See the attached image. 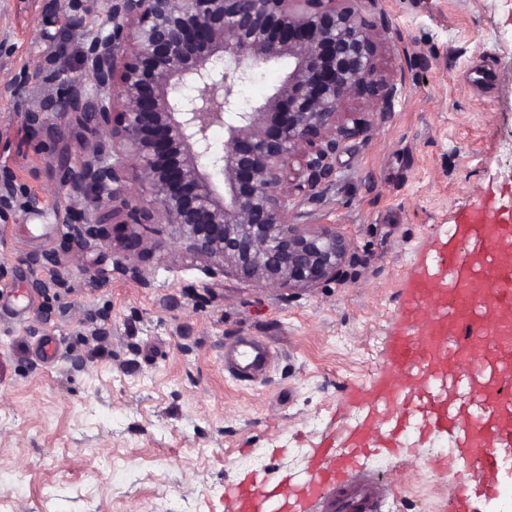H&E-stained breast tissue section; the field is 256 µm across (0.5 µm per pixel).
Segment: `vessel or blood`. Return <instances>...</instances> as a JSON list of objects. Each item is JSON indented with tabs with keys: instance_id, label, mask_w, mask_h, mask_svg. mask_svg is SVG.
Here are the masks:
<instances>
[{
	"instance_id": "1",
	"label": "vessel or blood",
	"mask_w": 512,
	"mask_h": 512,
	"mask_svg": "<svg viewBox=\"0 0 512 512\" xmlns=\"http://www.w3.org/2000/svg\"><path fill=\"white\" fill-rule=\"evenodd\" d=\"M399 319L389 368L369 396L385 433L355 429L340 447L321 440L301 487L285 478L262 489L235 485L233 512H268L298 496L319 512H383L389 484L356 462L421 426L448 434L434 462L457 464L446 512H479L478 495L500 492L501 474L512 469V217L491 206L461 215L430 271L411 282ZM228 352L224 369L243 383L263 377L272 357L270 344L245 335Z\"/></svg>"
}]
</instances>
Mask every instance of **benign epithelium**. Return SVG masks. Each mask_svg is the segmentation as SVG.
<instances>
[{
  "label": "benign epithelium",
  "instance_id": "obj_1",
  "mask_svg": "<svg viewBox=\"0 0 512 512\" xmlns=\"http://www.w3.org/2000/svg\"><path fill=\"white\" fill-rule=\"evenodd\" d=\"M100 2L110 26L84 35L93 90L48 61L0 85L12 97L57 85L20 118L61 144L59 183L83 204L64 252L108 239L112 224H168L214 274L229 268L289 289L341 277L350 242L329 224L297 223L296 203L330 181L336 153L359 134L344 105L388 112L398 91L378 71L379 28L360 0ZM278 60L288 61L282 83L242 110L234 86L252 66ZM216 126L221 149L210 138ZM75 147L83 159L74 165ZM166 248L132 228L112 245L113 270L145 285L139 258Z\"/></svg>",
  "mask_w": 512,
  "mask_h": 512
}]
</instances>
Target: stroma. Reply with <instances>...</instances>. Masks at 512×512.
Segmentation results:
<instances>
[{
    "mask_svg": "<svg viewBox=\"0 0 512 512\" xmlns=\"http://www.w3.org/2000/svg\"><path fill=\"white\" fill-rule=\"evenodd\" d=\"M365 10L380 31L378 67L402 91L383 115L345 106L362 131L299 211L301 223L335 225L353 259L342 279L307 291L211 274L164 224L140 228L169 243L141 260L146 287L113 272L108 241L51 270L30 265L61 251L79 206L56 178L58 145L20 120L54 84L0 96V172L16 186L0 206V512H231L227 487L277 473L300 483L320 438L363 422L410 279L460 213H512V0H368ZM105 20L96 8L0 0V84L47 57L86 83L83 29ZM287 71L254 67L235 89L240 105L271 95ZM35 279L46 290L33 291ZM99 329L107 353L95 357L84 341ZM240 334L279 350L264 382L228 380L224 344ZM47 336L60 344L50 366L35 355ZM443 442L424 430L391 456L359 458L395 488L384 512H440L455 477L425 460Z\"/></svg>",
    "mask_w": 512,
    "mask_h": 512,
    "instance_id": "1",
    "label": "stroma"
}]
</instances>
